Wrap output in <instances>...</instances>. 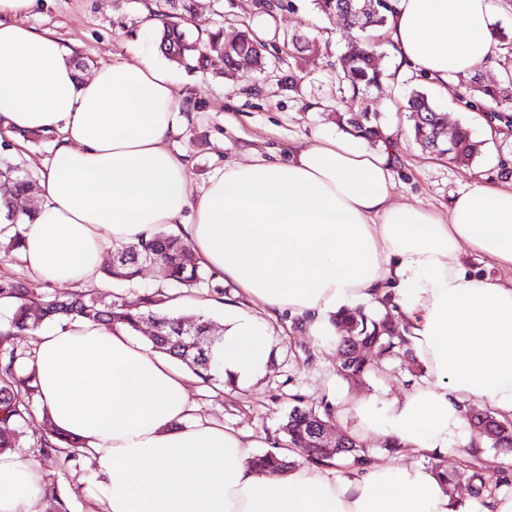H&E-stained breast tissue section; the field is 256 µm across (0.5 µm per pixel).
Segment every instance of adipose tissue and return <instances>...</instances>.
<instances>
[{
    "instance_id": "ef3b65f1",
    "label": "adipose tissue",
    "mask_w": 512,
    "mask_h": 512,
    "mask_svg": "<svg viewBox=\"0 0 512 512\" xmlns=\"http://www.w3.org/2000/svg\"><path fill=\"white\" fill-rule=\"evenodd\" d=\"M388 3L398 62L440 85L498 44L490 0ZM35 4L0 0V134L55 137L23 230L38 281L89 284L110 246L181 222L210 273L310 332L360 302L397 305L425 376L382 404L344 395L336 416L354 419V437L431 457L463 433L468 404L512 417V283L465 265L470 249L512 269V186H474L444 213L396 205L393 152L330 138L284 160L225 165L190 199L185 159L168 147L171 72L149 56L118 58L77 79L60 42L24 24ZM266 334L264 321L231 316L217 355L238 385L267 365ZM32 345L48 417L85 443L102 512H458L417 463L257 471L253 440L199 416L185 370L122 327L77 319L37 329ZM43 482L33 459L0 453V512H40Z\"/></svg>"
}]
</instances>
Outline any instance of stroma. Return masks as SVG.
<instances>
[{
    "label": "stroma",
    "mask_w": 512,
    "mask_h": 512,
    "mask_svg": "<svg viewBox=\"0 0 512 512\" xmlns=\"http://www.w3.org/2000/svg\"><path fill=\"white\" fill-rule=\"evenodd\" d=\"M149 0H37V8L26 23L52 33L71 52L84 59L89 69L119 57L137 62L140 54L162 60L158 48V26L147 25ZM224 32L237 36L250 26L267 42L281 44L283 33L295 31L317 36L320 53L274 60L264 70L240 69L226 77L209 70L189 71L172 66L173 91L180 99L176 116L179 127L168 146L184 153L189 162L187 192L198 198L209 177L225 164L254 159L285 158L290 147L312 146L321 139L340 136L337 110L382 113L384 131L394 143L396 204H413L445 210L451 200L473 184L501 185L512 182L502 161L512 156V129L497 128L487 136L483 113L464 108L456 89L463 75L448 78L447 89L432 87L415 71L400 69L394 57L382 64L395 69L386 87L367 98L340 99L334 64L346 49L349 33L334 19L321 17L312 0H282L278 18H271L258 0H223ZM428 89L438 107L446 112L449 126L466 125L483 140V153L467 167L446 157L422 152L412 136V122L398 103L413 87ZM216 294L208 285L191 292L175 293L169 302L176 312L193 311L209 317L215 328L224 326V310L232 307L266 320L268 367L246 386L216 389L201 381L189 386L191 400L202 415L226 429L247 434L265 445L287 447L279 426L292 406V395L306 401L338 400L340 394L358 392L387 400L403 396L409 387L406 362L395 360L353 385L336 375V346L325 336L309 333L299 318L269 316L261 306L243 297L233 283ZM47 483L57 485L70 500L71 512H95L98 489L90 458H82L81 472L61 471L52 457H39Z\"/></svg>",
    "instance_id": "1"
}]
</instances>
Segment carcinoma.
I'll return each instance as SVG.
<instances>
[{
  "instance_id": "carcinoma-1",
  "label": "carcinoma",
  "mask_w": 512,
  "mask_h": 512,
  "mask_svg": "<svg viewBox=\"0 0 512 512\" xmlns=\"http://www.w3.org/2000/svg\"><path fill=\"white\" fill-rule=\"evenodd\" d=\"M388 6L384 0L378 3V12L370 22L354 31L358 47L336 62L339 83L343 93L353 97L364 95L379 87L385 77L383 66L371 64L370 52L377 47L375 32L387 20ZM217 19L208 25L196 22L190 0H155L151 16L162 21L160 51L171 62L188 70L212 69L219 74H232L238 60L253 57L259 69L268 64L269 43L257 38L250 31H242V37L232 43L222 39L221 9H216ZM312 38L302 34H289L283 41V52L293 55L314 53ZM465 107L491 113L507 128L512 127V102L500 98V89L483 85L477 77L471 78L470 94L462 97ZM406 110L416 115L413 137L420 148L430 154L446 156L460 165H470L482 152V142L476 140L466 126L458 127L451 139L438 137V128L445 123L441 112L420 90H414L407 98ZM338 127L346 134L374 145L385 140L380 113L338 112ZM13 147L10 139L0 138V199L6 212L0 220L6 223L3 230L12 234L0 241L4 256L19 252L23 238L25 218L9 205L10 200L22 197L36 187V182L17 164L8 152ZM116 259L104 270V276L115 282L133 284L137 282L141 268L150 260L166 262L165 280L174 289L196 288L209 281L205 271L194 258L189 243L178 235L164 230L131 245L113 248ZM0 300L10 302L11 315L0 322V453L23 445L27 429L35 414L42 412L40 393L34 369L29 367L28 356L17 351L11 340L19 334H27L45 324H61L75 319L92 320L108 327L120 324L130 333L139 332L143 319L151 318L156 323V333L147 337L151 348L164 353L186 365L203 382L211 385L233 386L232 379L224 378L223 365L214 352L215 340L210 335L209 320L203 314H170L163 312V305L170 300L168 293L154 291L142 296L137 306L126 303L116 294L107 302L93 290L75 291L60 296L44 298L37 288L25 279L0 277ZM396 306L385 307L381 315H371L363 308L348 309L333 315L332 325L339 329L349 327L350 337L334 336L338 363L336 374L349 382L354 377L363 378L380 363L398 358L414 362L416 357L410 342L404 336L406 325L394 313ZM192 325V336L182 334L185 324ZM375 346L377 361L371 362L359 354V347ZM294 404L286 415L281 431L290 444L299 447L308 439L310 419L327 421L333 417V406L323 400L318 404H307L300 395L293 396ZM467 424H476L478 430L471 431L472 438L484 444L512 453V421L501 419L481 405H468L465 413ZM42 431L33 433V446L43 456L56 458L60 469L72 472L79 468L85 456L84 443L75 437L62 434L52 428L46 416H41ZM344 451L317 448L308 456L307 462L317 465L336 463L351 470L359 469L372 461L368 449L358 441H349ZM252 464L259 470L274 474L294 463L279 453L275 446L255 456ZM432 470L446 479L447 484L465 483L472 497L482 506H488L499 488L509 484L507 475L494 476L482 458V449L470 448L464 459L453 471H448L434 462ZM43 512H71L69 501L53 485L41 488Z\"/></svg>"
}]
</instances>
